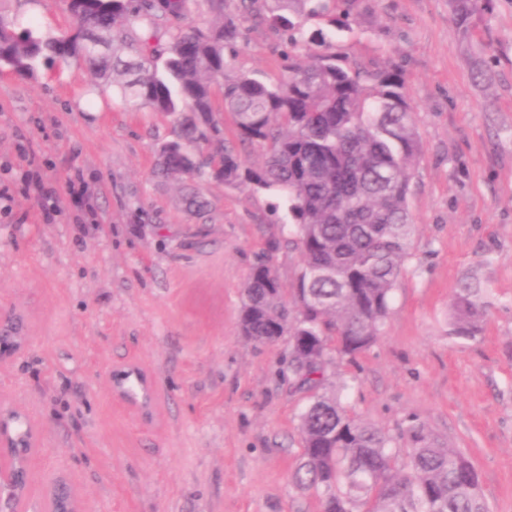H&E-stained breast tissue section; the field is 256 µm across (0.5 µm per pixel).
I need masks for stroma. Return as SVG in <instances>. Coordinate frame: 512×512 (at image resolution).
<instances>
[{
	"mask_svg": "<svg viewBox=\"0 0 512 512\" xmlns=\"http://www.w3.org/2000/svg\"><path fill=\"white\" fill-rule=\"evenodd\" d=\"M17 30L62 35L66 0H0ZM336 35L345 63L399 66L423 151L409 207L411 256L381 336L325 385L396 448L410 421L467 454L491 512H512V0L468 27L452 0H357ZM289 53L244 22L235 69L275 82ZM485 64L486 79L474 76ZM171 115L127 110L85 65L40 61L36 78L0 69V315L24 338L0 361V403L35 425L27 508L53 483L78 512H319L290 473L305 394L288 341L242 336L256 255L284 292L302 268L274 194L154 174ZM489 288L480 333L449 335L460 280ZM135 369L152 391L128 402L109 374Z\"/></svg>",
	"mask_w": 512,
	"mask_h": 512,
	"instance_id": "stroma-1",
	"label": "stroma"
}]
</instances>
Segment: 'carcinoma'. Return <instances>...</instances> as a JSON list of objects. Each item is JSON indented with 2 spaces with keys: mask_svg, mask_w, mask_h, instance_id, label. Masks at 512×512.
Instances as JSON below:
<instances>
[{
  "mask_svg": "<svg viewBox=\"0 0 512 512\" xmlns=\"http://www.w3.org/2000/svg\"><path fill=\"white\" fill-rule=\"evenodd\" d=\"M355 0H68L73 19L63 35L15 32L0 18V68L35 77L37 63L83 62L131 111L149 108L176 117L174 138L162 142L156 172L219 180L273 192L303 259L295 285L297 313L283 299L268 243L244 289L242 335L267 344L289 336V364L308 392L299 418L302 450L293 483L316 493L320 512H490L480 476L460 449L438 443L422 426L405 430L403 461L381 429L361 423L324 389V366L336 354L353 361L382 333L392 291L411 256L415 224L409 210L414 162L422 146L406 77L396 67L338 63L332 37L350 26ZM465 25L494 0H454ZM206 6L208 21L190 20L170 36L161 65L122 57L134 45L129 18L147 28L165 19L189 20ZM267 22L289 48L311 46L276 83L235 72L244 18ZM220 91L236 138L266 148L246 165L219 132L213 99ZM208 144L211 151L203 152ZM487 291L459 287L450 335L472 338L487 312Z\"/></svg>",
  "mask_w": 512,
  "mask_h": 512,
  "instance_id": "cac0c4a2",
  "label": "carcinoma"
}]
</instances>
